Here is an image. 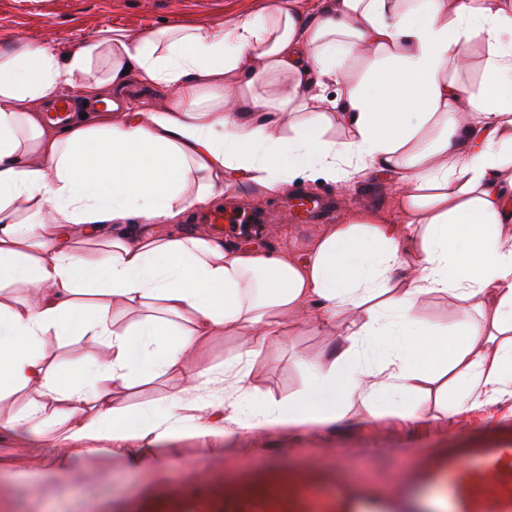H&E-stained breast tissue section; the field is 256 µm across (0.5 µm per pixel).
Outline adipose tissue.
Segmentation results:
<instances>
[{"label": "adipose tissue", "instance_id": "obj_1", "mask_svg": "<svg viewBox=\"0 0 512 512\" xmlns=\"http://www.w3.org/2000/svg\"><path fill=\"white\" fill-rule=\"evenodd\" d=\"M477 42L489 52L472 88L456 75ZM104 53L107 74L91 77ZM131 74L171 99L45 124L63 89L96 103ZM367 169L402 176L389 215L352 213L302 260L174 229L241 182L343 185ZM14 285L25 300L5 296ZM433 295L455 299L454 331L421 321ZM310 313L336 344L303 359L300 395L256 400L254 358ZM222 332L241 345L199 363ZM50 333L86 345L77 378L47 363ZM176 380L160 409L116 396ZM441 381L458 390L448 419L512 400V0H275L219 31L112 29L63 57L48 42L0 53V401L33 392L0 428L50 414L46 473L101 452L157 471L170 464L158 442L247 415L324 427L358 403L417 426L414 395Z\"/></svg>", "mask_w": 512, "mask_h": 512}]
</instances>
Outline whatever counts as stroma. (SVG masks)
Listing matches in <instances>:
<instances>
[{
    "mask_svg": "<svg viewBox=\"0 0 512 512\" xmlns=\"http://www.w3.org/2000/svg\"><path fill=\"white\" fill-rule=\"evenodd\" d=\"M274 0H0V49L52 42L60 52L96 42L102 30L144 36L163 25L221 30L269 7ZM396 174L366 171L343 187L298 176L297 188L338 198L322 224H291L275 211L277 195L246 187L245 199L221 203L268 213L272 221L254 241L277 246L289 236L304 257L324 224L336 223L341 208L386 212ZM331 339L311 325L290 328L276 356L257 357L252 384L257 398L301 393L307 376L301 356L324 353ZM443 393L420 398L428 423L418 429L389 418L364 421V409L329 428L293 433L238 429L224 436L187 434L165 440L173 466L155 472L129 471L122 458L82 456L78 478L59 477L35 487L22 479L48 453V423L29 420L22 432H0V512H336V487L345 485L387 503L386 512H452L447 497L430 484L410 488L401 510L392 496L397 485L451 448L492 447L512 439V401L474 412L458 424L437 425Z\"/></svg>",
    "mask_w": 512,
    "mask_h": 512,
    "instance_id": "obj_1",
    "label": "stroma"
}]
</instances>
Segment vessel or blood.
<instances>
[{
	"instance_id": "1",
	"label": "vessel or blood",
	"mask_w": 512,
	"mask_h": 512,
	"mask_svg": "<svg viewBox=\"0 0 512 512\" xmlns=\"http://www.w3.org/2000/svg\"><path fill=\"white\" fill-rule=\"evenodd\" d=\"M283 209L296 224L311 223L328 208L326 200L299 194L283 201ZM212 224L264 223V215L239 209L213 212ZM430 481L445 487L454 512H512V442L492 448L449 452L433 470Z\"/></svg>"
}]
</instances>
